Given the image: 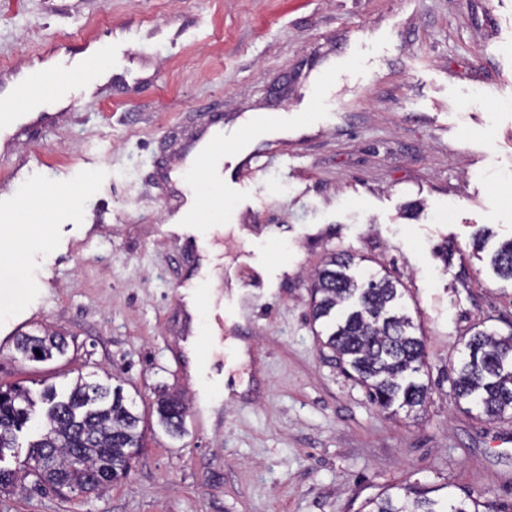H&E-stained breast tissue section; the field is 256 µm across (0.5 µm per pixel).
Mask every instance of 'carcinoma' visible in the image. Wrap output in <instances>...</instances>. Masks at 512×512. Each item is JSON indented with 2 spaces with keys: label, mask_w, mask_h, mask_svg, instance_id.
Segmentation results:
<instances>
[{
  "label": "carcinoma",
  "mask_w": 512,
  "mask_h": 512,
  "mask_svg": "<svg viewBox=\"0 0 512 512\" xmlns=\"http://www.w3.org/2000/svg\"><path fill=\"white\" fill-rule=\"evenodd\" d=\"M351 264L350 255L338 254L317 272L313 320L327 325L326 345L376 404L383 409L396 403L420 408L428 395V386L417 378L425 365L423 339L401 312L393 280L372 275L359 282L348 274ZM489 264L498 277L512 280V239L492 252ZM466 347L468 358L452 380L456 398L469 401L490 420L503 418L512 411V332L499 337L478 331ZM65 348L60 335L48 332L23 333L15 341V349L31 361L50 360ZM40 400L47 405L46 422L30 443L25 466L36 485L91 493L128 475L131 461L144 446L145 429L122 386L80 378L66 397L60 399L54 388L46 387ZM34 405L29 391L0 387V452L11 447L14 432L29 421ZM155 412L166 432L181 434L186 407L180 397L158 395ZM429 493L404 485L395 494L384 491L365 500L357 512H483L476 499L450 506Z\"/></svg>",
  "instance_id": "1"
}]
</instances>
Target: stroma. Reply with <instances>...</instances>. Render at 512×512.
Returning <instances> with one entry per match:
<instances>
[{
	"label": "stroma",
	"instance_id": "obj_1",
	"mask_svg": "<svg viewBox=\"0 0 512 512\" xmlns=\"http://www.w3.org/2000/svg\"><path fill=\"white\" fill-rule=\"evenodd\" d=\"M130 48L132 84L75 95L0 141V385L123 380L146 438L123 480L15 488L0 512H357L390 484L512 505V422L467 411L453 368L512 333V280L473 239L512 237V0H0V102L34 62ZM315 112L254 152L235 192L199 183L225 275L194 281L173 172L216 115ZM40 206L39 223L31 209ZM398 280L425 341L422 411L345 374L310 315L330 253ZM49 330L64 355L12 338ZM188 407L173 437L159 389ZM65 348L66 343L60 335L48 332L42 335L23 333L15 341V349L31 361L50 360L54 354H64ZM35 349H38L42 356L36 355Z\"/></svg>",
	"mask_w": 512,
	"mask_h": 512
}]
</instances>
